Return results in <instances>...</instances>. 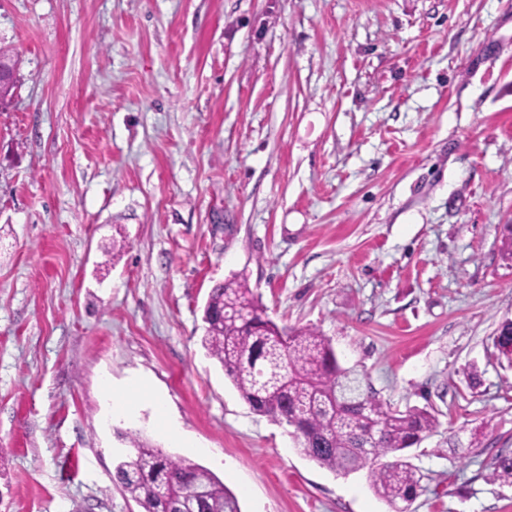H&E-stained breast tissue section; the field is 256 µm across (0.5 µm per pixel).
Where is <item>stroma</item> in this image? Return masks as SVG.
<instances>
[{
    "label": "stroma",
    "instance_id": "35a3bbf8",
    "mask_svg": "<svg viewBox=\"0 0 512 512\" xmlns=\"http://www.w3.org/2000/svg\"><path fill=\"white\" fill-rule=\"evenodd\" d=\"M0 48V512H139L128 432L241 512H390L203 347L238 274L435 409L408 512H512V0H0ZM138 381L155 402L113 413ZM493 345L499 358L512 367V320L501 323L493 337Z\"/></svg>",
    "mask_w": 512,
    "mask_h": 512
}]
</instances>
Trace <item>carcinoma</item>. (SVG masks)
Segmentation results:
<instances>
[{
	"label": "carcinoma",
	"mask_w": 512,
	"mask_h": 512,
	"mask_svg": "<svg viewBox=\"0 0 512 512\" xmlns=\"http://www.w3.org/2000/svg\"><path fill=\"white\" fill-rule=\"evenodd\" d=\"M203 321L205 349L254 411L294 427L301 454L318 465L344 474L368 470L376 495L392 512H407L421 475L404 454L437 429L433 409L393 410L367 390L354 405H336L341 386L358 376L339 364L329 338L274 323L244 277L212 288ZM493 345L512 367V320L501 323ZM130 442L135 453L118 462L116 480L142 512H240L208 470L146 439ZM388 455L395 460L375 465ZM489 479L512 485V454L497 456Z\"/></svg>",
	"instance_id": "obj_1"
}]
</instances>
